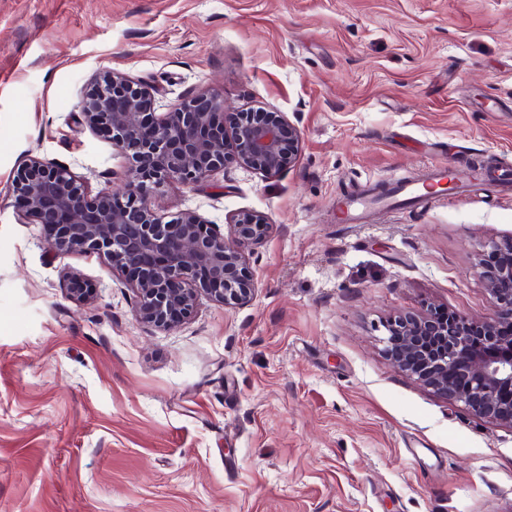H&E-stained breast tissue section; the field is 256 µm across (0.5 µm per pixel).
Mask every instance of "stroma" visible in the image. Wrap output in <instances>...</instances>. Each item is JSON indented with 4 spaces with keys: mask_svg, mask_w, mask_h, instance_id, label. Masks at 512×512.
<instances>
[{
    "mask_svg": "<svg viewBox=\"0 0 512 512\" xmlns=\"http://www.w3.org/2000/svg\"><path fill=\"white\" fill-rule=\"evenodd\" d=\"M101 69L159 113L216 87L226 119L298 126L277 177L230 160L150 197L224 235L245 212L272 224L248 302L157 329L103 259L24 223L27 155L123 190L126 159L78 119ZM477 164L512 169V0H0V512H512V429L381 342L430 307L493 316L477 261L512 237V183L336 220L338 198Z\"/></svg>",
    "mask_w": 512,
    "mask_h": 512,
    "instance_id": "obj_1",
    "label": "stroma"
}]
</instances>
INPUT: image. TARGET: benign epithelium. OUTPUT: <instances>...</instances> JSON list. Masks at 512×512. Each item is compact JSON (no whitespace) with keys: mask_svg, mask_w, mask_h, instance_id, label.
<instances>
[{"mask_svg":"<svg viewBox=\"0 0 512 512\" xmlns=\"http://www.w3.org/2000/svg\"><path fill=\"white\" fill-rule=\"evenodd\" d=\"M156 90L115 70L95 75L79 106V122L104 137L128 166L125 190L90 197L69 169L28 155L14 170L11 192L28 224L48 232L62 256L103 258L136 293L138 317L168 329L192 314L201 295L231 307L255 291L251 250L273 225L257 214L232 220L233 244L194 212L164 218L149 205L151 193L171 183L199 185L232 155L266 178L293 168L299 131L280 112L236 113L225 128L224 92L205 89L169 112H154ZM496 315L440 319L435 310L399 316L386 326L384 353L399 370L471 415L512 429V238L482 255ZM67 293L78 302L97 288L73 274Z\"/></svg>","mask_w":512,"mask_h":512,"instance_id":"obj_1","label":"benign epithelium"}]
</instances>
